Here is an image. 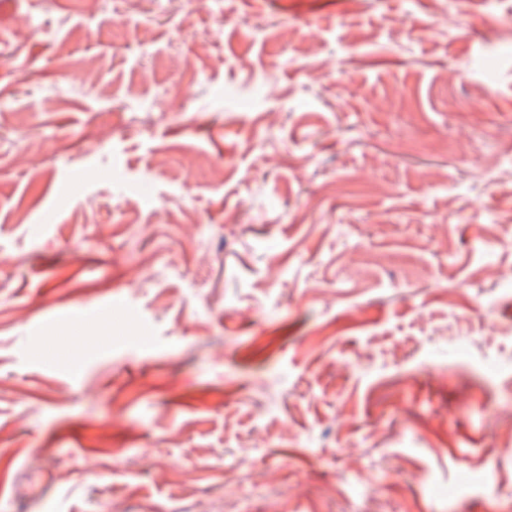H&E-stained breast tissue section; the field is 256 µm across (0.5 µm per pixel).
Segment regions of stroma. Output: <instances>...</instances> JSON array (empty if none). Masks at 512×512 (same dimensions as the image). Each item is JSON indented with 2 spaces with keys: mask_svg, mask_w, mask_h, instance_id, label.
I'll return each mask as SVG.
<instances>
[{
  "mask_svg": "<svg viewBox=\"0 0 512 512\" xmlns=\"http://www.w3.org/2000/svg\"><path fill=\"white\" fill-rule=\"evenodd\" d=\"M65 4L0 0V512H512V0Z\"/></svg>",
  "mask_w": 512,
  "mask_h": 512,
  "instance_id": "1",
  "label": "stroma"
}]
</instances>
